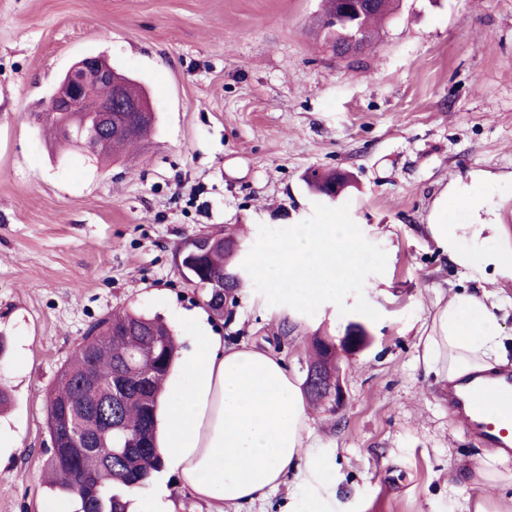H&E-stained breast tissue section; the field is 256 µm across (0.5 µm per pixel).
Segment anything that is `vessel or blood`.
<instances>
[{"instance_id": "1", "label": "vessel or blood", "mask_w": 512, "mask_h": 512, "mask_svg": "<svg viewBox=\"0 0 512 512\" xmlns=\"http://www.w3.org/2000/svg\"><path fill=\"white\" fill-rule=\"evenodd\" d=\"M452 414L491 448L512 449V375L499 373L487 380L466 378L448 389Z\"/></svg>"}]
</instances>
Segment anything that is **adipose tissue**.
<instances>
[{"instance_id":"ef3b65f1","label":"adipose tissue","mask_w":512,"mask_h":512,"mask_svg":"<svg viewBox=\"0 0 512 512\" xmlns=\"http://www.w3.org/2000/svg\"><path fill=\"white\" fill-rule=\"evenodd\" d=\"M442 200L430 226L442 252L472 281L486 270L512 276V250L495 247L482 224H454L450 212L469 206ZM500 307L487 294L457 293L437 304L419 359L452 382L501 364ZM190 344L179 350L162 413L160 452L168 472L211 512L261 502L284 484L281 512H329L330 463L308 440L302 393L283 359L254 346H225L202 315H187Z\"/></svg>"}]
</instances>
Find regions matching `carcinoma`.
<instances>
[{
    "mask_svg": "<svg viewBox=\"0 0 512 512\" xmlns=\"http://www.w3.org/2000/svg\"><path fill=\"white\" fill-rule=\"evenodd\" d=\"M396 2L376 0V8L365 13L362 26L367 34L357 41L358 49H364L374 39ZM355 28L354 23L347 27L323 23L319 33L325 44L341 51L353 40ZM41 118L54 139L71 143L70 139L60 135V126L70 120L69 115L48 110L41 114ZM139 143L140 140L115 129L97 138L94 154L97 157L109 153L115 156ZM349 183L350 179L340 177L338 172L328 171L317 173L310 186L318 194L333 199ZM208 238L211 245L194 257V266L187 270V282L201 297L204 306L221 317L224 311L216 302L219 292L208 282L228 277L238 288L248 282L249 274L242 267L246 250L237 231L231 227L224 229L222 234H210ZM176 350L175 339L160 317L125 310L100 318L61 367L57 384L47 396V428L50 432L55 431L65 403L87 375L101 378L122 375L131 382L127 394L112 407V417L129 429L130 437L105 439L93 451L75 449L69 455L61 454L56 448L48 451L45 470L50 488L73 500L75 512H127L125 489L143 483L162 467L157 448L156 415ZM311 350V364L336 368L339 350L335 339L327 342L315 336ZM71 424L89 433L95 421L89 411L78 410L71 416Z\"/></svg>",
    "mask_w": 512,
    "mask_h": 512,
    "instance_id": "1",
    "label": "carcinoma"
}]
</instances>
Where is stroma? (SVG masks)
I'll list each match as a JSON object with an SVG mask.
<instances>
[{"mask_svg": "<svg viewBox=\"0 0 512 512\" xmlns=\"http://www.w3.org/2000/svg\"><path fill=\"white\" fill-rule=\"evenodd\" d=\"M320 0H0V512H41L47 393L90 327L124 308L184 338L203 312L175 261L202 232L283 228L313 213L315 170L352 174L337 197L387 254L366 300L373 342L342 353L347 400L310 410L336 471L334 512H512L496 449L448 411L417 342L438 299L467 289L502 302L512 371V281L466 282L429 226L445 191H476L462 224H493L512 250V0H402L360 56L318 33ZM101 55L148 91L155 123L133 155L102 164L40 130L59 75ZM334 304L281 318L249 291L220 336L269 349L304 381L315 334L342 338ZM287 335H280V322Z\"/></svg>", "mask_w": 512, "mask_h": 512, "instance_id": "stroma-1", "label": "stroma"}]
</instances>
